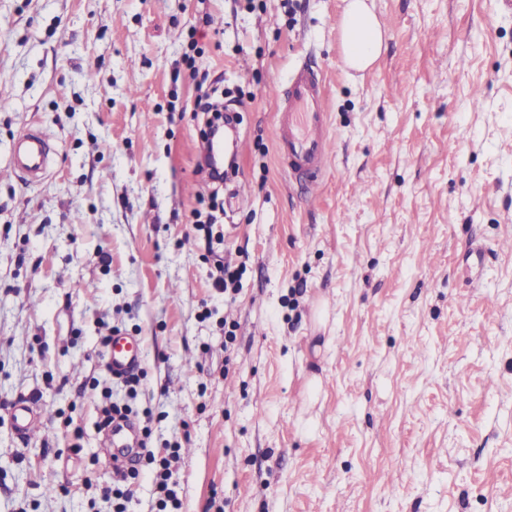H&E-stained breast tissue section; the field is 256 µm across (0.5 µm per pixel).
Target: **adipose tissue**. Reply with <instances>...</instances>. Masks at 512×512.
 Here are the masks:
<instances>
[{
    "mask_svg": "<svg viewBox=\"0 0 512 512\" xmlns=\"http://www.w3.org/2000/svg\"><path fill=\"white\" fill-rule=\"evenodd\" d=\"M342 49L349 67L369 68L379 57L383 36L366 0H349L342 19Z\"/></svg>",
    "mask_w": 512,
    "mask_h": 512,
    "instance_id": "ef3b65f1",
    "label": "adipose tissue"
}]
</instances>
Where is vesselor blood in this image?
<instances>
[{
    "instance_id": "b4317fda",
    "label": "vessel or blood",
    "mask_w": 512,
    "mask_h": 512,
    "mask_svg": "<svg viewBox=\"0 0 512 512\" xmlns=\"http://www.w3.org/2000/svg\"><path fill=\"white\" fill-rule=\"evenodd\" d=\"M276 103L273 139L277 158L288 174L306 173L305 189L314 192L331 149L323 82L307 68H298L290 79L287 94L277 98ZM49 153L48 138L39 130H26L12 147V174L30 181L40 179L47 170ZM141 359L137 341L113 336L106 350V365L113 375L135 369ZM8 418L23 439L42 428L38 403L25 396L14 400Z\"/></svg>"
}]
</instances>
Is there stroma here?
Wrapping results in <instances>:
<instances>
[{
  "mask_svg": "<svg viewBox=\"0 0 512 512\" xmlns=\"http://www.w3.org/2000/svg\"><path fill=\"white\" fill-rule=\"evenodd\" d=\"M346 2L0 0V403L44 423L0 418V512H114L109 397L181 445L179 512H512V0H374L362 72ZM303 64L333 144L312 199L273 146ZM201 89L244 142L209 230ZM30 128L37 183L9 174ZM342 19V49L349 67L369 68L380 56L383 36L376 15L365 0H348ZM50 153L48 138L37 129H28L12 147L11 173L32 181L46 172ZM142 353L137 341L126 336L113 335L106 350V366L112 376L123 375L139 366ZM8 418L16 434L24 440L42 429L38 403L25 396H19L13 401Z\"/></svg>",
  "mask_w": 512,
  "mask_h": 512,
  "instance_id": "1",
  "label": "stroma"
}]
</instances>
